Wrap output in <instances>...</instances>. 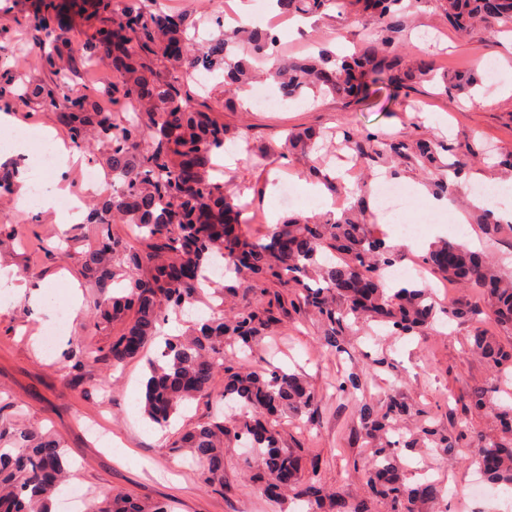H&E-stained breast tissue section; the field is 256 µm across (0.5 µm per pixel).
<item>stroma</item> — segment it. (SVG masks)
<instances>
[{
	"instance_id": "obj_1",
	"label": "stroma",
	"mask_w": 512,
	"mask_h": 512,
	"mask_svg": "<svg viewBox=\"0 0 512 512\" xmlns=\"http://www.w3.org/2000/svg\"><path fill=\"white\" fill-rule=\"evenodd\" d=\"M31 0H13L8 16L0 15V74L21 75L27 83L49 81L50 75L39 62L36 35L25 24ZM412 59H433L449 70L474 69L485 72L499 58L512 62V44L501 38L487 37L474 31L461 36L448 27L433 8L415 11L403 34ZM326 42L340 55L358 50V26L347 14L337 11L319 19L305 35H286L280 50L289 56H303ZM494 88H481L487 104L469 107L468 97L450 95L432 82L413 86L408 93L387 91L368 105L344 104L333 97L305 94L272 109L224 106V89L218 84H190L191 92L218 111L229 127H247L248 139L227 141L229 152L235 153L234 168L225 170L223 181L230 188H243L241 198L246 207L244 233L257 238L268 232L272 215L322 213L323 208L305 190L312 183L309 165L296 154L279 152L288 131L315 128L334 136L335 154L326 164L327 170L349 169L351 154L344 133L355 128L385 134L405 142L426 139L449 145L456 158H468L471 151L490 143L512 151V96H504L502 77L493 73ZM14 128L0 133L10 140L17 132L30 135L26 142L28 155L24 174H31L37 163L38 137L52 129L57 140L67 135L57 111L38 106L32 101L16 103ZM106 146H95L92 153H80L67 173L69 196L81 198L83 204L107 196L105 188L84 184L82 171L86 165L102 166ZM471 180L460 188L439 223L428 225L420 241L402 248L399 265H420L430 246L446 238L462 242L464 236H477L482 249L490 250L506 270L512 271V235L502 234L497 244H489L478 224L470 198L474 190H482L486 201L507 199L512 204V177H506L493 161L471 162ZM394 175L403 187L427 184L428 175L413 158L397 167L384 164L360 166L351 173L350 185L377 182L379 177ZM369 219L380 237L392 236L394 223L411 224L421 213L429 211L427 195L409 198L399 218L387 215L378 195L368 201ZM55 212L36 210L23 212L19 192L0 196V268L15 269L30 283L46 287L65 306L71 284H78L82 297L80 310L72 315L69 333L61 337L53 354L34 348L33 340L42 336L51 323L50 315L39 313L27 297L17 295L0 298V435L10 436L20 428L51 432L67 450L75 470L70 485L82 489L99 502L122 491L143 504L168 503L171 512H299V506L286 500L270 502L251 482L250 459L246 449L230 444L224 450V484L208 487L201 469L191 468L190 456L175 448L180 433L208 422L220 402L217 396H204L183 405L172 427L162 436H154L152 425L141 413L146 373L144 361L134 359L112 366L104 358L119 324L106 323L93 315L95 289L84 282L78 256L91 247L99 227L95 224L60 225ZM465 219V232L449 235L448 227L457 219ZM424 279L433 292L440 311L439 324L423 336H392L387 329H376L374 323L361 322L346 336L341 350H327L322 344V326L315 315L292 305V293L278 286L282 305L273 334L263 340L252 362L264 367L301 370L318 395L317 405L302 424L285 421L281 445L303 451L302 474L316 477L322 487L336 491L346 501L355 503L370 499L372 512H387L380 499L369 496L364 465L374 450L360 433L358 407L369 402L383 405L387 396L398 393L402 401L424 409L448 436H455L460 421L470 428L487 432L494 422L482 411L464 412L463 399L474 384L488 380L492 372L487 362L468 351L475 329L497 336L503 345L512 344V332L503 330L493 317L479 321L448 320V306L474 303L473 289L448 282L435 271H425ZM257 295L240 289L227 301L210 298L189 306L182 313L169 315L161 328L162 335L177 336L188 323L201 319L202 312L220 305L241 309L254 306ZM88 349L101 351L98 360L88 361L80 370H72L65 353ZM386 357L390 369L377 370L373 360ZM356 371L362 377L359 390L338 393L340 374ZM96 425L105 434L110 447H102L89 434L87 424ZM97 432V433H98ZM404 464L408 485L429 479L456 489V497L441 502L420 503L419 512H471L465 496L466 488L478 470L476 451L472 448H399L395 451Z\"/></svg>"
}]
</instances>
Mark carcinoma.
<instances>
[{
	"label": "carcinoma",
	"instance_id": "obj_1",
	"mask_svg": "<svg viewBox=\"0 0 512 512\" xmlns=\"http://www.w3.org/2000/svg\"><path fill=\"white\" fill-rule=\"evenodd\" d=\"M148 0H39L28 17L41 46L40 65L55 81L32 89L20 88L15 78H0V109L24 96L45 107L61 104L59 119L71 145L91 151L107 146V173L118 181L117 190L91 213L95 224L105 226L93 247L82 253V272L97 290L96 305L104 321H121L125 327L112 338L105 357L117 366L130 359H146L142 412L150 422L167 426L181 405L212 392L217 375L224 377L219 397L240 413L200 425L179 439L202 466L205 480L224 486V444L244 440L254 452L253 482L275 499L274 479L286 472V491L306 504L308 512H370L366 502L350 505L337 494H324L314 478L301 475L299 448H282L281 422L300 420L315 406L316 394L301 375L281 368L247 370L243 360L276 321L278 296L260 289L259 304L230 316L219 310L165 341L160 355L148 356L159 335L158 325L167 310H179L201 295V281L213 259L222 256L231 275L213 286L220 298L247 284H283L296 294V304L312 310L324 326V344L340 349L349 318L382 323L399 336L420 335L435 319L437 310L429 288L414 282L409 288L388 287L384 272L395 262L394 250L375 235L361 210L311 217L290 215L260 239L244 235L242 210L224 182L211 177L214 156L224 152L227 140L242 136L224 125L221 116L197 106L187 90L188 80L199 70L220 71L224 91L235 96L249 89L257 76H267L285 100L307 91L333 95L356 105L369 102L382 90H407L412 85L439 80L445 91L468 95L478 83L471 72L437 73L434 65L406 58L396 34L408 20L403 0H277L279 16L321 14L329 8L352 15L361 29L362 45L350 58L323 48L315 55L288 57L278 52L279 38L271 30L240 26L224 31L220 17L213 18L218 34L204 46L187 37L190 14L154 13ZM433 4L448 25L466 34L475 28L488 35L512 30V0H497L494 12L487 0H414ZM86 11L90 32L86 56L76 59L69 51L71 16ZM112 72L108 94L112 103L128 108L117 112L97 106L88 94L72 95L67 80L86 65ZM176 70L181 80L161 76L160 68ZM318 135L311 130L286 138L284 149L309 156ZM354 158L364 164L391 162L411 153L433 176L434 189L453 197L458 183L445 169L460 174L468 163L445 164L437 146L366 133L348 136ZM314 175L334 196L347 193L343 182L321 168ZM485 235L499 238L503 228L495 212L479 216ZM130 224L146 242V249L128 248L107 229ZM424 266L448 280L477 290L471 306L448 307V318L468 319L488 313L504 329L512 330V272H503L490 254L471 251L453 241L432 246ZM471 351L486 358L495 377L512 372V346L478 332ZM496 387L478 385L468 394V405L493 411L500 429L487 434L459 428L455 438L432 426L421 427L419 437L403 441L415 448L428 441L438 448L474 447L477 463L493 484L512 487V405L497 402ZM409 411L397 394L386 405L363 403L358 408L361 431L375 447L366 466L367 483L387 501L393 512H418V500L437 501L443 491L432 482L415 488L400 476L392 451L397 421ZM14 447L0 451V512H51L53 493L68 477L65 451L48 435L22 430L13 435ZM87 512H168L166 505L145 507L125 493H116L103 505L92 503Z\"/></svg>",
	"mask_w": 512,
	"mask_h": 512
}]
</instances>
